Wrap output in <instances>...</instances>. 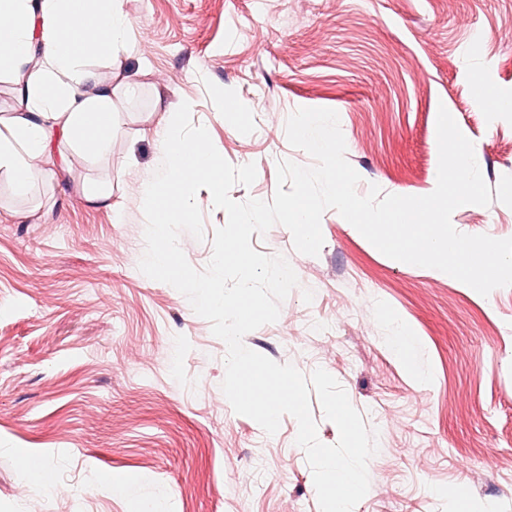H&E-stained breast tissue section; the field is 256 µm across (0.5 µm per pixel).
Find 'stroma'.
<instances>
[{"label":"stroma","mask_w":512,"mask_h":512,"mask_svg":"<svg viewBox=\"0 0 512 512\" xmlns=\"http://www.w3.org/2000/svg\"><path fill=\"white\" fill-rule=\"evenodd\" d=\"M123 66H101L121 103L112 153L72 158L56 180L13 196L0 178V512H133L169 497L176 512H320L312 471L284 416L267 435L221 390L227 351L172 286L138 268L146 219L137 188L168 104H192L232 165L255 163L230 195L272 200L277 165L312 158L285 123L298 108L339 115L359 194L423 196L436 186L439 107L474 144L489 206L452 214L459 232L512 237V0H122ZM112 183L113 208L85 184ZM205 238L182 233L205 269L227 221L207 189ZM318 256L290 231L252 236L299 284L246 347L344 388L378 452L354 512H512V287L481 296L402 266L337 211ZM396 317L388 322L382 316ZM415 343L394 353V324ZM26 448L68 496L22 485ZM117 471L125 492L104 486Z\"/></svg>","instance_id":"35a3bbf8"}]
</instances>
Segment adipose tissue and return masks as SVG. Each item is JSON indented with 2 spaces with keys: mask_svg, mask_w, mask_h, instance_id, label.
Returning a JSON list of instances; mask_svg holds the SVG:
<instances>
[{
  "mask_svg": "<svg viewBox=\"0 0 512 512\" xmlns=\"http://www.w3.org/2000/svg\"><path fill=\"white\" fill-rule=\"evenodd\" d=\"M93 28L95 39L83 36ZM129 22L121 0H0V76L16 106L0 130V176L14 195L54 177L69 153H108L118 127L112 83L97 60L122 65Z\"/></svg>",
  "mask_w": 512,
  "mask_h": 512,
  "instance_id": "adipose-tissue-1",
  "label": "adipose tissue"
}]
</instances>
